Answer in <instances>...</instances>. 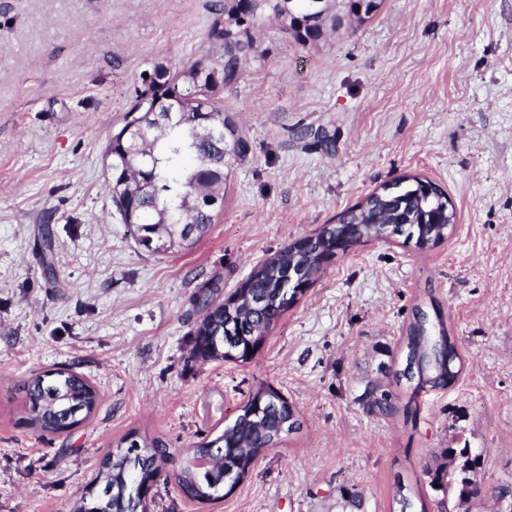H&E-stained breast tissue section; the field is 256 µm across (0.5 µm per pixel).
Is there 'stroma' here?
I'll return each instance as SVG.
<instances>
[{"mask_svg":"<svg viewBox=\"0 0 512 512\" xmlns=\"http://www.w3.org/2000/svg\"><path fill=\"white\" fill-rule=\"evenodd\" d=\"M217 0H0V512H72L126 438L187 451L219 434L257 382L300 428L224 498L157 480L148 512H393L402 478L428 512H496L512 488V0H385L361 26L301 47L268 24L220 99L249 151L226 161L224 206L189 248L153 254L112 210L106 143L160 64L211 49ZM323 129L326 152L301 129ZM404 175L457 213L445 241L402 236L338 253L248 361H197L201 288L252 268ZM54 241L52 263L42 253ZM438 304L460 357L451 387L402 409V338ZM96 411L43 435L24 381L57 369ZM388 395L394 414L375 396ZM483 464L465 506L430 487L442 448Z\"/></svg>","mask_w":512,"mask_h":512,"instance_id":"1","label":"stroma"}]
</instances>
